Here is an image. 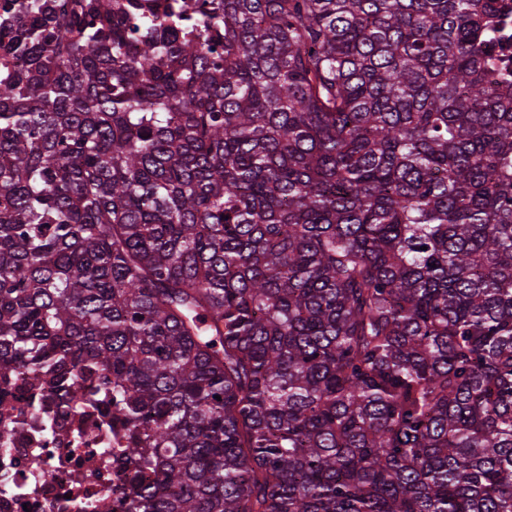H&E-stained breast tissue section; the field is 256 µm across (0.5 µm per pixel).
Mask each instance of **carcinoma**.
I'll return each instance as SVG.
<instances>
[{"instance_id":"carcinoma-1","label":"carcinoma","mask_w":512,"mask_h":512,"mask_svg":"<svg viewBox=\"0 0 512 512\" xmlns=\"http://www.w3.org/2000/svg\"><path fill=\"white\" fill-rule=\"evenodd\" d=\"M8 11L0 378L102 396L127 512H512L498 0Z\"/></svg>"}]
</instances>
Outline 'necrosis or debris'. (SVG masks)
<instances>
[{
	"instance_id": "obj_1",
	"label": "necrosis or debris",
	"mask_w": 512,
	"mask_h": 512,
	"mask_svg": "<svg viewBox=\"0 0 512 512\" xmlns=\"http://www.w3.org/2000/svg\"><path fill=\"white\" fill-rule=\"evenodd\" d=\"M12 403L0 412V512H125L121 434L90 416L87 385L63 398L5 389Z\"/></svg>"
}]
</instances>
